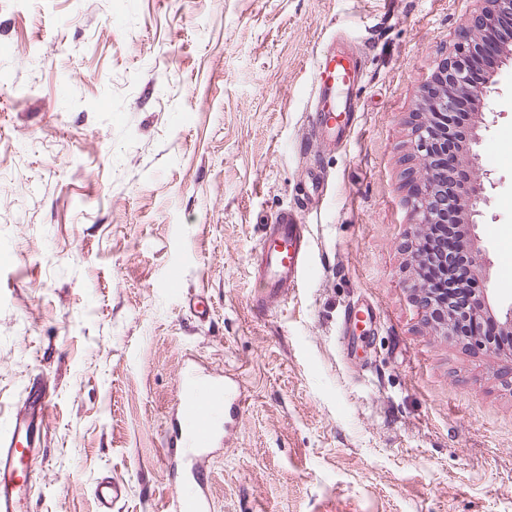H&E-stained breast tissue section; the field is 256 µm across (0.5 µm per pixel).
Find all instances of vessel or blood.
<instances>
[{
  "mask_svg": "<svg viewBox=\"0 0 512 512\" xmlns=\"http://www.w3.org/2000/svg\"><path fill=\"white\" fill-rule=\"evenodd\" d=\"M325 73L310 118V133L318 139L352 123L358 108L354 88L360 79L359 68L348 57L333 56L325 62ZM306 255V227L290 211H281L263 224L255 262V277L264 291L260 304L284 300L289 289L300 286ZM242 407L230 376L193 366L185 370L176 409L162 436L170 476L185 489L174 504L175 512H212L205 462L223 448ZM52 413L51 398L32 390L0 429V512H24L30 485L27 458L37 450ZM125 493V485L100 481L95 487L100 512H112Z\"/></svg>",
  "mask_w": 512,
  "mask_h": 512,
  "instance_id": "obj_1",
  "label": "vessel or blood"
}]
</instances>
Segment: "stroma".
<instances>
[{"label":"stroma","mask_w":512,"mask_h":512,"mask_svg":"<svg viewBox=\"0 0 512 512\" xmlns=\"http://www.w3.org/2000/svg\"><path fill=\"white\" fill-rule=\"evenodd\" d=\"M479 0H0V427L54 403L27 512H169L160 426L183 364L233 377L213 512H512V349L436 334L411 284V129ZM354 49L349 132L309 133ZM472 113L477 245L512 301V64ZM307 227L258 309L261 226ZM177 277L179 289L168 286ZM200 295L209 314L189 305ZM374 311L341 336L346 309ZM126 486L102 480L95 487V495L101 506L100 512H112V508L125 497Z\"/></svg>","instance_id":"35a3bbf8"}]
</instances>
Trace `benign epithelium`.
Segmentation results:
<instances>
[{"label":"benign epithelium","instance_id":"benign-epithelium-1","mask_svg":"<svg viewBox=\"0 0 512 512\" xmlns=\"http://www.w3.org/2000/svg\"><path fill=\"white\" fill-rule=\"evenodd\" d=\"M483 6L466 26V33L454 46L434 78L433 89L427 91L424 100L426 115L412 128L411 146L415 157L421 161L422 173L416 190L411 194L410 204L414 215V258L419 264L426 260L423 234L433 224H440L451 213L455 223L462 227H474L480 216V204L485 200L484 173L480 171L474 146L478 143L477 129L466 135L468 151L458 165L473 171L470 185L457 193L448 191V182L453 177L443 178L440 174L442 159L445 158L444 141L455 130L456 103L467 97L484 102L490 96V87L482 89L471 87L465 77L470 60L480 55L489 39L499 31L500 24L512 19V0H482ZM472 282L482 284L478 292L486 295L490 292V274L480 259V250L471 257ZM496 320L503 331L512 335V303L506 307L488 305L482 309ZM469 315L449 304H444L442 314L429 320L433 329L442 336L459 335L461 322Z\"/></svg>","mask_w":512,"mask_h":512}]
</instances>
